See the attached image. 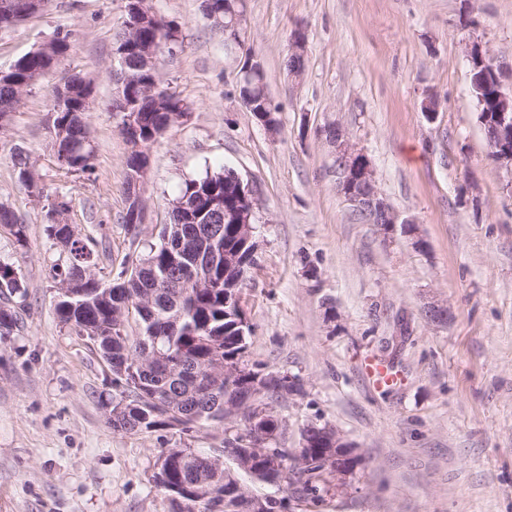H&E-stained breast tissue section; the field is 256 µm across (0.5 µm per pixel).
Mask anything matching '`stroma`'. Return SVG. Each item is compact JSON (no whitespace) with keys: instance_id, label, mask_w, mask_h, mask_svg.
<instances>
[{"instance_id":"stroma-1","label":"stroma","mask_w":512,"mask_h":512,"mask_svg":"<svg viewBox=\"0 0 512 512\" xmlns=\"http://www.w3.org/2000/svg\"><path fill=\"white\" fill-rule=\"evenodd\" d=\"M150 4L180 26L183 43L159 72L191 110L150 149L134 238L123 224L128 147L112 109L125 0H48L0 30L3 71L58 34L74 45L0 143V201L28 226L27 252L0 236V262L26 283L24 295L0 294V307L21 316L0 335V512H170L154 482L161 449L209 452L238 430H112L120 388L56 317L51 267L61 256L13 171L14 144L36 162L46 194L68 197L67 222L105 243L95 272L108 284L124 261L159 246L185 180L226 168L248 183L258 209L246 361L301 384L267 402L283 425L276 445L297 447L302 428L327 424L359 458L350 487L328 493L322 512H512V170L488 156L465 56L466 43H480L512 90V0H243L239 45L202 0ZM296 30L305 68L294 78L285 61ZM249 54L279 108L278 133L237 97ZM75 72L94 85V170L66 175L47 125L55 84ZM431 93L432 122L421 110ZM332 124L414 231L356 220L336 188V148L323 134ZM434 305L445 320L427 317ZM370 360L397 373V385L367 375Z\"/></svg>"}]
</instances>
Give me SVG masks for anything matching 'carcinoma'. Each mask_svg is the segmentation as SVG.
Returning <instances> with one entry per match:
<instances>
[{
    "label": "carcinoma",
    "instance_id": "1",
    "mask_svg": "<svg viewBox=\"0 0 512 512\" xmlns=\"http://www.w3.org/2000/svg\"><path fill=\"white\" fill-rule=\"evenodd\" d=\"M207 2L209 16L216 24H223L229 13H241L242 0ZM36 14L38 10L29 7L26 0H19L14 19L5 22L0 18V29L14 27ZM134 37L140 40L141 52L146 53L155 43L179 37V30L163 17L158 22L148 18L142 29L134 32L125 28L117 35L116 44L122 46ZM71 50V42L55 37L16 61L12 73L14 85L0 84V138L10 131L13 113L23 97L44 77L45 67L55 57H67ZM139 65L138 60L127 65L128 71L138 76V81L123 90L127 111L123 113L121 128L122 135H127L128 120H133L139 127L143 144L140 152L129 149L125 159L127 210L124 224L133 236L138 234L139 224L133 223L132 213L136 198L141 196V186L133 183V177L147 160L148 150L167 130L174 114L183 115L190 110L184 100L164 88L156 96L146 93V85L160 81V75L141 70ZM63 79L65 98L62 104L51 109L52 120L48 126L54 156L67 173H89L93 170L94 149L87 116L94 104V89L91 82L76 73L65 75ZM265 91L262 71L240 87V95H250L257 100L258 105L252 111L257 120L264 117ZM11 158L18 181L35 201L44 203L48 237L66 255L65 264L53 266L58 284L57 319L92 341L96 352L111 368L114 382L123 388L120 400L112 404L107 418L112 429L147 433L174 429L183 423L184 431L189 432L201 422L224 424V408L220 405L198 419L190 418L193 411L205 409L206 401L198 394L195 378L185 375L179 362L189 355L200 366L212 362L217 353L229 358L239 353L238 313L224 306V286L234 275L226 276L218 267L211 277L214 287L189 288L187 277L170 269L168 256L185 241L184 228H203L201 224L181 223L180 202L186 197L201 201L217 197L228 205L235 204L231 187L233 172L228 169L208 171L200 178L186 180L172 202L170 223L162 225L160 245L151 248L131 270H122L121 282L107 287L95 273L96 251L92 246L96 245V240L89 235L83 237L67 232L68 225L63 223L70 200L64 195L44 197L38 170L33 168L30 156L22 147H13ZM27 231V225L20 221L12 207L0 202V233L8 234L15 248L23 250L28 245ZM0 292L25 293L22 276L8 264L0 263ZM115 325L124 332V338L119 341L112 339ZM154 343L168 353L166 359L154 361L135 376L122 370L124 366L130 367L128 361L139 360L145 346ZM306 452L313 465L296 469L289 464L288 450H279L283 468L276 477L285 483L292 497L310 508L320 509L325 504L326 470L317 463L320 449L312 445ZM159 458L158 474H163L169 465L171 477L176 481L190 475L216 489V496L195 502L186 510L170 496V512H249L234 497L224 502V487L232 486L233 481L224 480V471L214 468L211 455L189 448L183 449L181 455L172 454L170 449L164 448Z\"/></svg>",
    "mask_w": 512,
    "mask_h": 512
}]
</instances>
